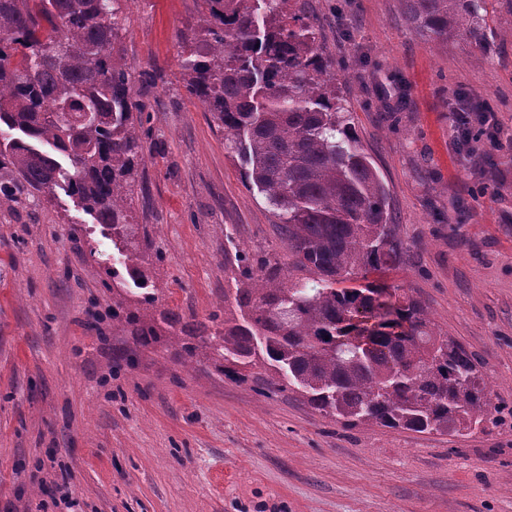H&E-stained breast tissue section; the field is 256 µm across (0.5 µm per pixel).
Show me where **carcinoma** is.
<instances>
[{
	"instance_id": "1",
	"label": "carcinoma",
	"mask_w": 512,
	"mask_h": 512,
	"mask_svg": "<svg viewBox=\"0 0 512 512\" xmlns=\"http://www.w3.org/2000/svg\"><path fill=\"white\" fill-rule=\"evenodd\" d=\"M116 0H0V168L49 197L63 189L109 231L128 276L112 327L140 345L164 343L188 363L262 390L295 388L321 414L416 433L460 434L490 422V386L474 357L435 331L406 289L370 279L406 252L389 193L332 89L319 23L292 0H200L197 28L179 36L186 91L238 145L246 186L278 217L288 264L238 251L241 285L224 302L239 316L187 321L147 291L140 225L129 221L143 160V105L123 63ZM429 42L467 37L484 49L487 0H402ZM91 116L80 122L65 114ZM17 131L15 137L11 132ZM66 159L65 169L60 159Z\"/></svg>"
}]
</instances>
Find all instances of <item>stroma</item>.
<instances>
[{"label": "stroma", "mask_w": 512, "mask_h": 512, "mask_svg": "<svg viewBox=\"0 0 512 512\" xmlns=\"http://www.w3.org/2000/svg\"><path fill=\"white\" fill-rule=\"evenodd\" d=\"M499 3L484 53L463 37L431 45L402 0H304L409 246L387 280L476 358L493 424L453 436L347 426L296 391L262 393L137 344L113 330L112 290L95 272L122 261L107 229L64 191L21 186L0 204V510L37 512L47 492L32 473L52 451L73 512H512V152L484 139L458 151L448 110L466 91L512 138V14ZM120 8L145 106L130 214L161 304L202 320L239 285L225 255L284 264L288 250L185 90L178 37L196 26L197 0ZM126 354L135 366L113 375Z\"/></svg>", "instance_id": "obj_1"}]
</instances>
